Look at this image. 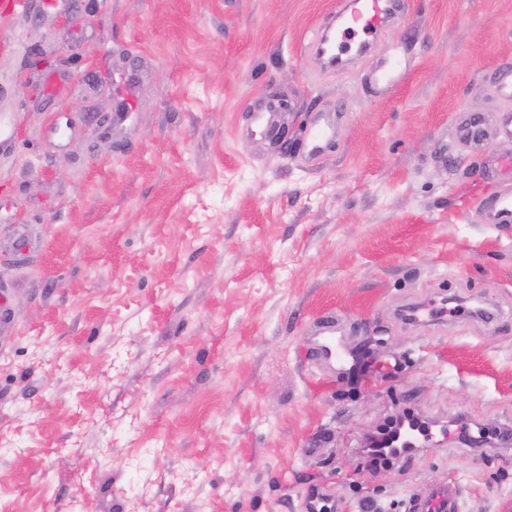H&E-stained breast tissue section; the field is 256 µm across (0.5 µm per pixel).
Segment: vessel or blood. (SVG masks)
Returning <instances> with one entry per match:
<instances>
[{"instance_id": "b4317fda", "label": "vessel or blood", "mask_w": 512, "mask_h": 512, "mask_svg": "<svg viewBox=\"0 0 512 512\" xmlns=\"http://www.w3.org/2000/svg\"><path fill=\"white\" fill-rule=\"evenodd\" d=\"M404 10L402 0H351L338 15L337 22L321 28L314 48L318 59L326 66L335 68L343 63L342 57L350 52L353 44L369 49V39L391 21L400 18ZM406 72L405 58L392 53L378 66L375 85L388 90L395 86ZM252 136L264 138L273 131L272 110L264 106L250 114ZM458 133L475 149H483L488 134L480 116L465 115L457 125ZM336 140V115L323 113L305 125L302 153L312 161H319L334 146ZM483 208L490 223L512 222V194L499 193L486 198ZM342 324L335 314L320 316L314 322L311 332L313 342L309 348L311 357L328 366L345 365L349 353L340 336ZM409 512H459V494L456 487L434 491L427 496L411 497Z\"/></svg>"}]
</instances>
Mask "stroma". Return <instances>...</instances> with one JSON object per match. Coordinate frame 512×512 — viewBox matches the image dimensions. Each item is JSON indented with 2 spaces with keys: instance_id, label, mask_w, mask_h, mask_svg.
I'll return each mask as SVG.
<instances>
[{
  "instance_id": "obj_1",
  "label": "stroma",
  "mask_w": 512,
  "mask_h": 512,
  "mask_svg": "<svg viewBox=\"0 0 512 512\" xmlns=\"http://www.w3.org/2000/svg\"><path fill=\"white\" fill-rule=\"evenodd\" d=\"M342 0H28L0 11V512H405L458 485L464 512H512V191L461 114L512 101V0H404L370 55L322 68ZM406 81L370 75L394 48ZM133 79V118H113ZM280 106L272 137L248 114ZM341 112L319 165L304 121ZM65 113L63 139L49 137ZM335 313L367 369L321 371ZM408 407L447 437L391 469L361 441ZM483 208L488 213L491 224H510L512 222V194L509 192L486 198ZM342 328L336 314L327 313L317 318L311 329L313 343L309 348L310 356L317 362H325L334 371L336 365L343 367L350 355L339 334Z\"/></svg>"
}]
</instances>
